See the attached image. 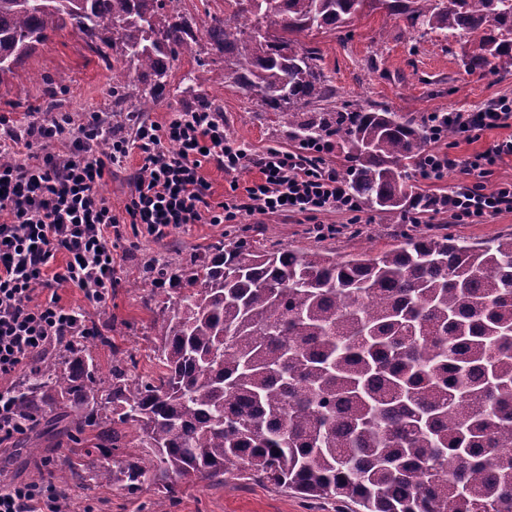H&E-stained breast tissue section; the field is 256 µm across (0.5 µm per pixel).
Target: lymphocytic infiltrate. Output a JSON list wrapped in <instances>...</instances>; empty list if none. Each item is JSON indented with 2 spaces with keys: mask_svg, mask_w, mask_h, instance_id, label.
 <instances>
[{
  "mask_svg": "<svg viewBox=\"0 0 512 512\" xmlns=\"http://www.w3.org/2000/svg\"><path fill=\"white\" fill-rule=\"evenodd\" d=\"M431 142H440L445 126L458 136L477 137L487 129L512 127V100L501 99L476 112H433L428 116ZM7 128L0 153L16 154V163L0 165V445L24 430L17 423L11 388L5 379L33 371L37 357L62 337L73 335L80 312L64 306L58 294L39 297L46 280L78 288L92 302L106 301L118 283L114 253L123 238L121 222L133 235L168 238L187 224H234L242 213L288 214L317 223L336 212L351 223L364 221V207L351 194L327 157L331 140L301 143L295 151L267 149L260 157L224 133L222 113L202 107L176 115L167 125L137 124L132 137L113 134L103 116L89 112L81 120L61 114L50 123H30L24 130ZM108 149H100V139ZM69 140L66 154L56 145ZM141 163L126 205L117 217L99 187L131 151ZM512 141L460 159L428 151L423 174L442 178L451 168L468 175V183L451 189L445 211L454 224H481L512 212V182L486 189L483 179ZM225 173L258 167L261 179L245 195L212 203L210 185L200 173L203 162ZM61 271L46 275L57 254ZM63 491L52 478L41 482L0 481V512H61Z\"/></svg>",
  "mask_w": 512,
  "mask_h": 512,
  "instance_id": "lymphocytic-infiltrate-1",
  "label": "lymphocytic infiltrate"
}]
</instances>
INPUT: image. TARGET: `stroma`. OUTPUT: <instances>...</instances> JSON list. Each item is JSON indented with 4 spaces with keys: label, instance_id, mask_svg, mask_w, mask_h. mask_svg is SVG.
I'll list each match as a JSON object with an SVG mask.
<instances>
[{
    "label": "stroma",
    "instance_id": "1",
    "mask_svg": "<svg viewBox=\"0 0 512 512\" xmlns=\"http://www.w3.org/2000/svg\"><path fill=\"white\" fill-rule=\"evenodd\" d=\"M302 44L316 48L320 65L344 103H376L393 112H410L423 118L432 112H475L502 99H512L511 74H469L462 67L460 43L437 34L411 39L403 19L382 9H368L349 24L332 31L302 37ZM115 50L100 54L94 43L72 29L51 33L25 60L28 81L0 86V115L17 128L43 119L45 107L67 112L74 119L83 113L99 112L114 133L129 136L138 122L164 124L188 103L178 93L181 76L195 64V51H181L168 78L167 92L152 109L126 118L112 112V59ZM66 75L64 88L53 89L50 80ZM209 105L224 116L227 135L244 142L251 154L268 148L294 149L297 139L279 127L274 112L258 107L254 95L243 92L232 79L211 90ZM140 164L131 153L122 167L113 169L100 186L113 213L124 215L132 177ZM371 223L362 225L359 236L342 232L318 241L310 226L298 216L285 214L253 216L242 214L235 224H190L175 230L162 241L147 236L126 235L118 250L119 281L105 303L94 304L76 288H61L63 305L82 313L90 326H113L118 335L114 345L133 354L141 373L157 367L152 319L162 301L159 291L144 288L151 261L185 260L208 253L220 241L259 236L268 243L288 248L323 247L346 256L365 246L376 251L396 246V225L405 214L386 218L372 212ZM97 512H347V503L336 500H308L272 485L225 477L223 483L193 480L181 484L175 498L144 485L134 495L113 487L74 488L66 512H79L85 504Z\"/></svg>",
    "mask_w": 512,
    "mask_h": 512
}]
</instances>
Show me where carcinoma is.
Wrapping results in <instances>:
<instances>
[{
	"mask_svg": "<svg viewBox=\"0 0 512 512\" xmlns=\"http://www.w3.org/2000/svg\"><path fill=\"white\" fill-rule=\"evenodd\" d=\"M184 0H0V84L49 34L71 28L118 46L112 111L163 86L179 50L203 40L241 89L306 140L336 137L342 180L387 216L441 210L413 190L427 126L377 105L333 107L336 92L300 33L338 29L375 0H230L200 30ZM412 33L474 37L468 73L512 66V0H381ZM224 73L197 60L181 79L195 95ZM320 106V118L301 109ZM401 243L336 258L253 238L151 267L169 281L154 320L160 371L94 329L14 391L27 445L53 437L77 460L63 485L147 482L174 497L193 476H247L350 512H512V234L480 243L445 228L402 225ZM112 349L103 374L88 341ZM129 449L117 466L112 455Z\"/></svg>",
	"mask_w": 512,
	"mask_h": 512,
	"instance_id": "obj_1",
	"label": "carcinoma"
}]
</instances>
